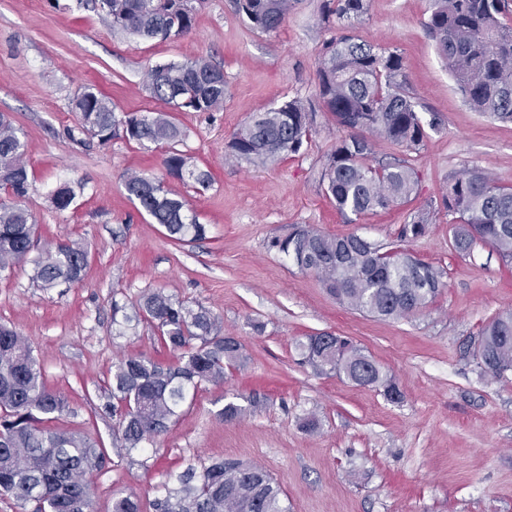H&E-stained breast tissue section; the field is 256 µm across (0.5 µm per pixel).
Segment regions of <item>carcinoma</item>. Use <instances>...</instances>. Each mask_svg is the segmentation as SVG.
Segmentation results:
<instances>
[{
    "label": "carcinoma",
    "mask_w": 512,
    "mask_h": 512,
    "mask_svg": "<svg viewBox=\"0 0 512 512\" xmlns=\"http://www.w3.org/2000/svg\"><path fill=\"white\" fill-rule=\"evenodd\" d=\"M103 20L144 39L181 38L192 30L194 0H98ZM327 16L336 17L343 33L325 48L316 70V92L330 112L339 136L326 159L321 183L347 222L412 200L417 170L404 161L368 163L377 141L415 153L427 132L408 91L403 57L395 51L356 41L346 32L369 9V0H327ZM427 27L436 49L464 102L474 111L512 122V16L509 0H430ZM250 27L275 32L293 0H234ZM147 85L171 111L211 112L224 105L223 71L204 57L148 69ZM73 108L84 131L107 143L116 137L141 146H165L166 170L199 188L211 175L175 149L183 132L169 113L116 116V106L95 86H83ZM312 113L302 102L288 100L253 114L235 132L229 156L260 163L297 154L312 132ZM25 134L0 115V270L26 263L34 248L35 220L21 205L29 189L23 157ZM152 220L177 242L201 239L206 226L188 215L185 199L164 189L159 178L133 174L125 181ZM76 187L65 183L53 194L59 210L69 208ZM448 213L456 216L453 245L461 256L481 242L512 262V186L496 183L478 169L466 170L448 183ZM421 212L402 226L400 237L416 239L428 228ZM272 247L288 256L298 270L315 275L340 303L374 317L397 319L420 312L444 286V272L401 250L381 248L356 233L326 234L300 226ZM88 251L78 241H58L33 260L32 279L43 289L83 280ZM144 318L160 332L176 359L169 364L131 355L112 368V412L119 415V440L128 450L142 448L167 431L187 399L204 384L224 381L240 365L243 345L234 336L215 333L216 318L203 305H190L161 290L140 304ZM302 362L367 387L383 388L397 402L394 381L351 340L322 333L296 344ZM473 358L495 378L512 373V311L499 313L473 341ZM69 413L67 399L50 388L27 339L0 325V497L34 512H93L97 475L105 467V449L71 431L51 427ZM155 512H288L284 493L264 468L241 461L214 460L188 465L153 503ZM112 512H142L132 495L116 498Z\"/></svg>",
    "instance_id": "obj_1"
}]
</instances>
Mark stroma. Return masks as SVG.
Wrapping results in <instances>:
<instances>
[{
  "instance_id": "1",
  "label": "stroma",
  "mask_w": 512,
  "mask_h": 512,
  "mask_svg": "<svg viewBox=\"0 0 512 512\" xmlns=\"http://www.w3.org/2000/svg\"><path fill=\"white\" fill-rule=\"evenodd\" d=\"M323 6L296 0L278 31L265 34L232 0H203L188 35L159 41L112 29L97 0H0V113L25 133L24 203L38 224L36 246L79 240L89 251L83 281L68 288H38L28 263L0 271V324L27 338L51 386L68 398L59 428L105 448L94 512H112L113 497L129 494L150 506L187 465L225 457L267 470L289 512H512V375L481 374L468 348L490 317L512 310V264L481 243L459 256L443 206L450 179L465 170L512 185V123L464 103L426 28L430 0H370L354 33L403 56L429 130L416 154L375 145L374 161L403 156L418 170L415 199L347 223L320 180L336 129L316 96L315 72L338 33L323 21ZM200 56L224 71V106L174 118L180 150L212 176L207 190L167 175L163 148L103 143L80 130L71 100L82 85L99 88L118 115L144 114L162 107L146 87L147 69ZM290 99L313 112L312 138L299 154L266 165L228 157L231 135L252 113ZM131 172L184 196L205 238L171 241L126 192ZM65 182L83 190L59 210L52 194ZM422 210L430 213L425 236L400 240L401 225ZM297 224L406 250L444 268V286L407 318L350 309L272 248ZM159 289L212 310L219 333L242 342L245 361L224 383L202 387L154 444L129 452L113 435L110 370L127 355L173 360L138 311L142 295ZM116 303L130 323L113 324ZM318 332L363 347L402 399L302 363L297 342ZM232 399L247 409L241 420L219 415ZM311 415L319 421L312 432L303 426Z\"/></svg>"
}]
</instances>
